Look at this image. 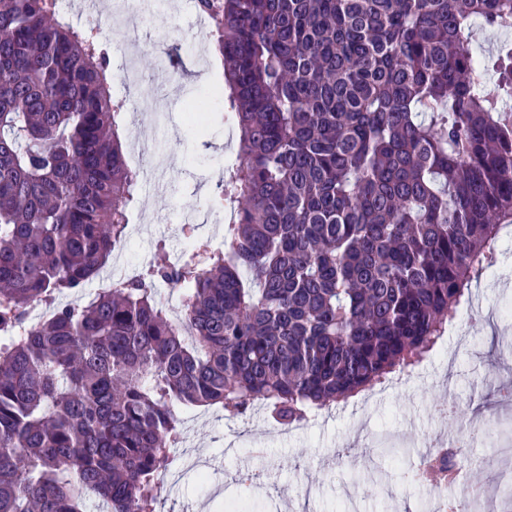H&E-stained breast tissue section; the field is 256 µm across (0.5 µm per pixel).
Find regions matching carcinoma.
I'll list each match as a JSON object with an SVG mask.
<instances>
[{
    "mask_svg": "<svg viewBox=\"0 0 512 512\" xmlns=\"http://www.w3.org/2000/svg\"><path fill=\"white\" fill-rule=\"evenodd\" d=\"M239 145L224 248L195 238L80 303L138 176L98 26L0 0V512H156L175 406L280 427L443 336L512 225V0H196ZM158 283L182 291L171 320ZM466 448L415 469L443 485Z\"/></svg>",
    "mask_w": 512,
    "mask_h": 512,
    "instance_id": "1",
    "label": "carcinoma"
}]
</instances>
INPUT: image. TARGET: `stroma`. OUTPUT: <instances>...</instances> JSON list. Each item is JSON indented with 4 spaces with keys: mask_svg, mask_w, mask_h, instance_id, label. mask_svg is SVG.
Returning a JSON list of instances; mask_svg holds the SVG:
<instances>
[{
    "mask_svg": "<svg viewBox=\"0 0 512 512\" xmlns=\"http://www.w3.org/2000/svg\"><path fill=\"white\" fill-rule=\"evenodd\" d=\"M209 22H198L193 0H176L166 15L144 28L145 48L136 59L141 74L138 86L121 79L125 51L104 38L114 97L141 103L124 115L121 134L133 142L150 121L145 104L154 95L171 93L174 106L162 114L156 138L162 139L175 163L162 175L158 193L139 192L130 210L129 238L124 247L137 266L179 261L185 247L183 226L193 222L195 234L224 245V226L217 206L224 167L235 155L238 128L224 116V99L215 97L208 122L192 123L187 102L195 96L214 95L223 87L224 71L209 37ZM165 82H157V72ZM512 269V237L502 242L497 268L486 273L472 299L463 300L445 335L421 363L405 373H394L381 394L357 395L318 412L303 428L280 436L266 413L249 412L228 419L220 407L179 411L183 440L171 452L172 469L181 466L182 452L198 451L210 459L224 478L200 484L194 473L184 474L162 493L157 512H230L239 498V476L259 474L255 495L259 512H345L350 486L366 489L358 512H391L394 499H402L406 512H421L425 485L409 478L417 456H385L373 461L369 454L379 432L396 431L419 442L427 434L448 438L463 424L482 421L479 405H491L494 386L512 375V280L499 276ZM455 396L461 420L451 423L437 412L448 396ZM512 439L507 421L487 425L471 449L473 462L492 458L497 481L484 499V512H505L504 491L512 485V457L490 456V448ZM316 486V497L298 495L299 484ZM391 487L393 496L376 494Z\"/></svg>",
    "mask_w": 512,
    "mask_h": 512,
    "instance_id": "obj_1",
    "label": "stroma"
}]
</instances>
